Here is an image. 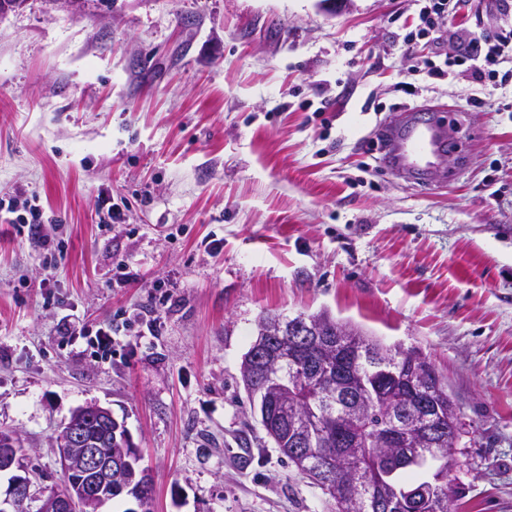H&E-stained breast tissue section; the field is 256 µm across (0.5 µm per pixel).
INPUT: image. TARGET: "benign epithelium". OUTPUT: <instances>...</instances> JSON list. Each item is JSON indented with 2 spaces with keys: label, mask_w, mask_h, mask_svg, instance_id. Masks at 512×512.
I'll list each match as a JSON object with an SVG mask.
<instances>
[{
  "label": "benign epithelium",
  "mask_w": 512,
  "mask_h": 512,
  "mask_svg": "<svg viewBox=\"0 0 512 512\" xmlns=\"http://www.w3.org/2000/svg\"><path fill=\"white\" fill-rule=\"evenodd\" d=\"M284 327L278 322L267 325L264 335L256 337L253 353L264 354L267 350V337L279 336ZM292 343L279 348L276 361H293L300 347L305 344L320 345L324 348L342 350L351 357L357 356L360 349L357 345L338 339L336 341L318 335V328L313 320L304 318L289 326ZM387 380L408 384L411 389H422L418 379L425 378L405 376L391 367L382 370ZM95 415L101 421L112 423V411L98 404L76 409L56 439L55 455L57 463L66 475H78L71 479L64 490L55 489L44 497L38 512H99L108 492L112 491V452L102 448V442L86 438L82 419ZM434 416L428 409L422 408L412 414L406 424L393 423L385 427L380 436V445L385 448H406L411 442V433L423 435L429 428ZM21 445L16 435L0 433V472L19 468L22 455ZM31 479L16 476L6 490L5 497H0V512H16L20 500L30 498Z\"/></svg>",
  "instance_id": "7a95c632"
}]
</instances>
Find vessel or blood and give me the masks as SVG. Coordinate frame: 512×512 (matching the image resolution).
Here are the masks:
<instances>
[{"instance_id": "b4317fda", "label": "vessel or blood", "mask_w": 512, "mask_h": 512, "mask_svg": "<svg viewBox=\"0 0 512 512\" xmlns=\"http://www.w3.org/2000/svg\"><path fill=\"white\" fill-rule=\"evenodd\" d=\"M388 165L409 179L440 180V158L450 148L448 127L439 118L403 114L387 131Z\"/></svg>"}]
</instances>
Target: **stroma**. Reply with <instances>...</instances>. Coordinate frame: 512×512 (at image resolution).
Wrapping results in <instances>:
<instances>
[{"label":"stroma","mask_w":512,"mask_h":512,"mask_svg":"<svg viewBox=\"0 0 512 512\" xmlns=\"http://www.w3.org/2000/svg\"><path fill=\"white\" fill-rule=\"evenodd\" d=\"M414 0H28L0 16V430L32 490L63 474L78 407L123 421L153 512H331L250 407L241 363L268 312H328L417 347L465 432L454 512H512V77L412 59L495 35L512 0H465L407 48ZM433 107L443 181L399 177L379 132ZM117 206L121 222L100 216ZM213 239L221 252H208ZM112 329V353L94 345Z\"/></svg>","instance_id":"1"}]
</instances>
